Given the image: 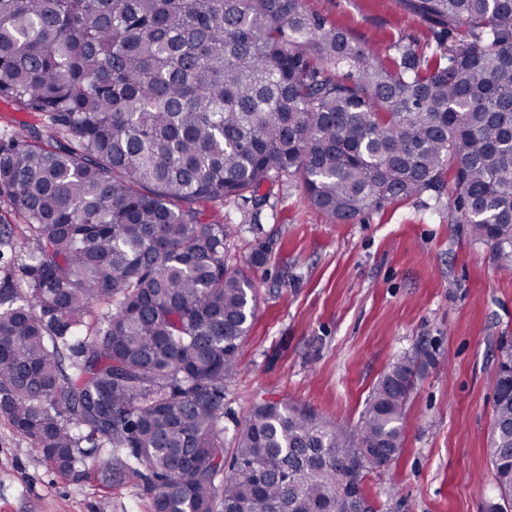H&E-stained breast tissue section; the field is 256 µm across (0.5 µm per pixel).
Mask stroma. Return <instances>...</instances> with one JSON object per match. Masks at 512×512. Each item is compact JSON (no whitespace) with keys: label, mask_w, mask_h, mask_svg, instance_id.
Here are the masks:
<instances>
[{"label":"stroma","mask_w":512,"mask_h":512,"mask_svg":"<svg viewBox=\"0 0 512 512\" xmlns=\"http://www.w3.org/2000/svg\"><path fill=\"white\" fill-rule=\"evenodd\" d=\"M392 66L398 44L424 49L428 27L399 0H305ZM255 206L208 202L206 219L230 228L228 269H250L255 317L224 391V448L263 397L284 399L354 426L379 379L402 354L430 356L416 374L400 453L370 470L374 512H497L486 448L491 383L512 340V276L489 244L433 191L339 221L313 207L299 177L261 189ZM267 260L253 268L257 243ZM0 512H151L143 487L113 476L64 478L0 419Z\"/></svg>","instance_id":"1"}]
</instances>
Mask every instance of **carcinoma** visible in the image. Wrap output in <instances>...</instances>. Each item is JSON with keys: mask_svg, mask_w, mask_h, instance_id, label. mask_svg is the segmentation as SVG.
I'll return each instance as SVG.
<instances>
[{"mask_svg": "<svg viewBox=\"0 0 512 512\" xmlns=\"http://www.w3.org/2000/svg\"><path fill=\"white\" fill-rule=\"evenodd\" d=\"M432 33L386 68L302 0H0V416L69 477L99 463L151 512H361L399 454L419 350L350 429L263 400L224 458V388L254 284L204 202L303 181L350 220L453 184L512 273V0H401ZM488 455L512 490V344ZM37 117L19 111L15 106L0 101V130L3 127H18L20 123H37Z\"/></svg>", "mask_w": 512, "mask_h": 512, "instance_id": "carcinoma-1", "label": "carcinoma"}]
</instances>
